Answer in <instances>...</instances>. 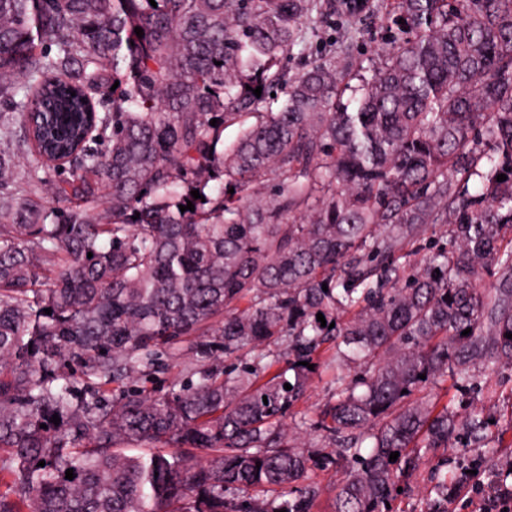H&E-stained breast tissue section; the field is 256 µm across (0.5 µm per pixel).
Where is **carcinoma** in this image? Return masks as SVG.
I'll list each match as a JSON object with an SVG mask.
<instances>
[{
    "label": "carcinoma",
    "mask_w": 512,
    "mask_h": 512,
    "mask_svg": "<svg viewBox=\"0 0 512 512\" xmlns=\"http://www.w3.org/2000/svg\"><path fill=\"white\" fill-rule=\"evenodd\" d=\"M155 2L0 0V512H312L340 463L334 512H394L512 369V0ZM335 14L390 31L345 101L335 57L282 68ZM185 342L197 380L139 385ZM333 378L323 373L321 376H314L312 385L306 396L299 401L295 411L313 413L330 400L334 393ZM344 471L345 468L340 465L315 471L312 480L319 485L322 492L316 501L313 512H333L336 491L344 480Z\"/></svg>",
    "instance_id": "obj_1"
}]
</instances>
